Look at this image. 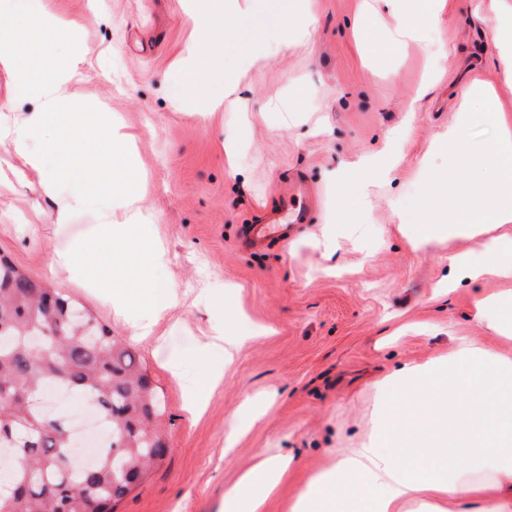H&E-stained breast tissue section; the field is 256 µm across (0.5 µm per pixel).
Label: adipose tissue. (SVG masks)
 <instances>
[{"mask_svg":"<svg viewBox=\"0 0 512 512\" xmlns=\"http://www.w3.org/2000/svg\"><path fill=\"white\" fill-rule=\"evenodd\" d=\"M396 18H414L393 33L413 39L417 27L440 21L445 0H385ZM250 0H185L195 37L179 61L191 74L223 73L219 87L202 88L210 112L240 111V85L254 68L309 41L311 0H293L280 30L257 40L236 41L233 25ZM498 21L494 45L505 80H512V0H485ZM14 12L23 26L0 25V72L9 78L0 112L32 99L30 115L0 126V145L23 161L43 194L56 203V223L67 228L74 214L92 216L82 233L54 250L52 263L67 268L100 300L128 316L135 335L149 336L173 305L169 285L157 271L168 261L150 234L152 213L143 207L133 137L108 112L77 111L70 86L88 49L73 28L39 0H0V13ZM236 41L237 60L225 67L223 47ZM68 47L66 55L55 44ZM480 111H462L449 128L448 168L466 169L467 182L447 184L423 175L443 217L426 213L415 237L423 247L446 237L487 238L483 259L466 252L449 258L448 285L492 275L506 288L474 300L473 319L495 334H512V103L474 82L468 89ZM484 121L498 126L497 141L471 147L464 128ZM60 135L47 151L32 142L43 130ZM385 393L379 425L361 447L329 470L310 474L290 512H512V358L472 338L446 355L406 364L379 385ZM292 471L290 459L259 454L256 464L224 492L223 512H261L275 487ZM347 495L336 492L339 483Z\"/></svg>","mask_w":512,"mask_h":512,"instance_id":"adipose-tissue-1","label":"adipose tissue"}]
</instances>
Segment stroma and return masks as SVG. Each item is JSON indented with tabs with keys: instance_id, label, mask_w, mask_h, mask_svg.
Here are the masks:
<instances>
[{
	"instance_id": "stroma-1",
	"label": "stroma",
	"mask_w": 512,
	"mask_h": 512,
	"mask_svg": "<svg viewBox=\"0 0 512 512\" xmlns=\"http://www.w3.org/2000/svg\"><path fill=\"white\" fill-rule=\"evenodd\" d=\"M480 0H451L440 22L406 42L359 41L354 28L393 26L383 0H312V35L246 80L242 112L174 107L192 78L177 60L193 36L182 0H43L72 22L89 47L76 101L112 113L137 136L151 228L169 262L159 280L175 287L174 305L146 339L126 317L53 268L62 234L55 206L36 177L21 179L20 159L0 148V256L23 274L81 303L124 341L164 402L167 453L116 512H220L224 490L260 453L289 455L294 474L263 512H289L309 474L331 469L359 447L379 414L377 381L407 363L448 353L460 338L482 337L511 355L512 340L483 332L472 318L477 292L498 287L487 277L445 294L439 283L450 254L480 247L456 238L434 250L406 235L421 223L429 195L423 162L448 170L439 134L458 121L466 86L492 84L512 101L492 43L495 20L476 15ZM280 93L295 121L267 119ZM398 133L390 181L331 187L343 167L365 157L388 162L387 138ZM240 150L228 165L224 140ZM301 174L315 197L291 240L260 251L239 244L245 225L282 204L277 183ZM347 220L334 223L336 213ZM335 228L336 252L324 260L323 232ZM224 282L223 309L205 293ZM246 341L231 364L202 352L210 327ZM202 381V413H191L171 361ZM224 378L209 384L212 365ZM237 432L233 451L225 440Z\"/></svg>"
}]
</instances>
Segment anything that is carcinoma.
Returning a JSON list of instances; mask_svg holds the SVG:
<instances>
[{"label":"carcinoma","instance_id":"cac0c4a2","mask_svg":"<svg viewBox=\"0 0 512 512\" xmlns=\"http://www.w3.org/2000/svg\"><path fill=\"white\" fill-rule=\"evenodd\" d=\"M95 404L111 431L94 465L63 463L67 429L47 381ZM154 386L134 353L71 298L0 260V456H17L0 512H115L166 455Z\"/></svg>","mask_w":512,"mask_h":512}]
</instances>
